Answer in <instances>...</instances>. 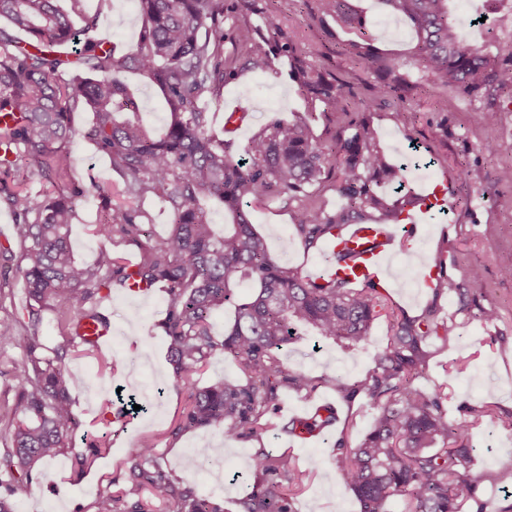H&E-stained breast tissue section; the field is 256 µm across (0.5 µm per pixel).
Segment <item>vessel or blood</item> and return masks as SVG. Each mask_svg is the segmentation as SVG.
<instances>
[{
    "label": "vessel or blood",
    "mask_w": 512,
    "mask_h": 512,
    "mask_svg": "<svg viewBox=\"0 0 512 512\" xmlns=\"http://www.w3.org/2000/svg\"><path fill=\"white\" fill-rule=\"evenodd\" d=\"M449 208L447 190L433 183L419 188L417 199L407 207L399 226L388 224H354L324 243L327 255L348 253L346 262H324L314 267L311 277L322 283L334 278L348 279L352 285L369 284L384 287L389 257L396 250L413 243L419 225L430 223L437 214Z\"/></svg>",
    "instance_id": "vessel-or-blood-1"
}]
</instances>
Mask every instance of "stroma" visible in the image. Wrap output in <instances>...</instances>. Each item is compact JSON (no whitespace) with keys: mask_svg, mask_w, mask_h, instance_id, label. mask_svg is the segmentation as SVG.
Listing matches in <instances>:
<instances>
[{"mask_svg":"<svg viewBox=\"0 0 512 512\" xmlns=\"http://www.w3.org/2000/svg\"><path fill=\"white\" fill-rule=\"evenodd\" d=\"M460 14L459 33L466 44L486 47L492 65H501L512 55V5L507 0H469ZM381 54L399 58L403 71L420 87L406 100H375L371 97L374 76L361 63L343 52L348 36L335 19L321 15L317 0H255L252 8H238L224 21V60L238 66L243 54L233 31L244 26H261L265 9L277 14L281 29L311 66L330 72L344 87L346 113L336 112L321 100L303 96L292 76L288 56L275 52L266 72L240 73L227 81L220 95H205L202 103L214 116L216 130L231 141L235 154H242L269 117L284 120L308 119L318 140L330 141L349 119H360L376 132L391 163L408 164L407 180L414 185L449 181V215L437 216L422 230L421 254L427 261L446 258L448 276L459 281L470 268H479L487 284L480 304L495 308L496 321L480 320L477 312L464 313L456 297L419 290L410 274L416 263L409 254L396 256L400 285L388 292L389 303L408 316L419 318L429 308H438L439 321H454L446 338L428 346L429 367L417 384L425 391L445 387L446 408L452 419L460 418L462 403L497 407L494 420L473 424L469 430L478 459L473 468L476 500L466 501L464 512H500L505 507L498 484L500 470L512 463V278L501 267L512 261V104L493 91L464 96L450 87H437L423 80L412 59L416 36L400 17L387 12L381 0H354ZM88 13L98 15L97 36L111 39L128 49L135 46L143 25L136 0H85ZM485 16L475 25L476 16ZM124 81L135 104L138 118L155 135H162L167 109L156 85L135 72ZM236 104L246 111L241 129L224 124V108ZM495 107L499 120L488 127L479 120V109ZM72 180L85 184L95 175L103 185H118L119 178L108 160L95 154L90 144L76 140ZM297 199L281 196L251 204L255 229L268 246L272 259L283 267L307 269L319 262L316 252L305 251L295 237L292 224ZM100 218L95 192H87L79 204V217L70 228L75 259L94 264L102 246L92 233ZM27 288L15 262L0 258V320L16 321L21 334L37 333L46 355L62 353L64 368L81 378L73 391L74 411L79 422L73 432L72 448L50 461L46 476L31 493L17 503V512H95L98 490L121 488L127 482V467L142 441L155 445L164 464L185 485L220 505L224 512H241L240 499L251 490L258 474L253 460L258 452L285 454L306 478L292 503L293 512H360L356 498L345 490L332 462L337 441L356 446L369 430L376 414L365 395L343 400L329 384L340 375L350 381L363 378L374 365V356L385 344V319L373 324L366 344L344 349L330 342L302 337L281 353L286 369L306 371L319 384L310 394L282 392L280 410L269 413V426L260 434L225 442L221 431L180 429V411L186 391L172 377L168 343L160 327L169 297L155 289L145 300L129 298L123 289L112 288L101 303L109 318L112 339L100 350L84 352L69 345L58 328L55 315L44 310L38 324L28 318ZM466 372L453 376L456 366ZM132 389L147 412L115 419L118 388ZM331 403L339 413L334 430L314 446L293 444L284 427L289 419L307 408ZM104 449L91 467L77 470L75 459L93 442ZM202 448H220L229 479H215L199 457Z\"/></svg>","mask_w":512,"mask_h":512,"instance_id":"1","label":"stroma"}]
</instances>
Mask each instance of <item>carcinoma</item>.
Wrapping results in <instances>:
<instances>
[{
    "label": "carcinoma",
    "instance_id": "1",
    "mask_svg": "<svg viewBox=\"0 0 512 512\" xmlns=\"http://www.w3.org/2000/svg\"><path fill=\"white\" fill-rule=\"evenodd\" d=\"M405 16L418 34L417 65L434 85L471 95L483 86L512 100V60L489 65L481 48L463 43L452 0H381ZM144 26L137 45L126 51L108 48L89 36L98 17L83 9V0H0V113L14 114L0 124V204L15 217L20 246L17 262L29 296L34 322L44 304L59 301L56 321L71 341L91 343L79 334L85 319L106 325L100 313L101 292L125 288L133 280L162 288L169 305L162 330L176 382L190 389L181 429H220L226 440L248 438L266 428L262 418L279 405L280 391L310 392L314 378L303 370L283 368L279 353L301 336H318L342 347L368 341L373 321L385 309L375 288H353L344 279L312 284L298 269H284L270 257L264 240L244 209L247 199L287 194L301 203L294 231L304 249L347 224H395L412 203L403 169L387 163L373 131L360 120L348 123V134L331 144L317 140L305 120L271 119L236 157L232 143L212 128L208 110L199 106L207 93L218 94L235 69L224 64V13L235 5L224 0H137ZM318 10L336 17L349 31L366 36L362 17L351 0H318ZM82 22L74 27L73 18ZM25 33L21 38L11 32ZM235 41L245 48L241 67L264 72L273 59L265 43L247 27ZM298 71L301 91L344 113L342 83L313 72L298 50L285 42ZM350 53L378 74L375 99L385 100L409 86L396 58L382 57L367 42L350 44ZM138 72L163 93L167 129L148 133L139 122L124 119L123 75ZM92 113L91 125L78 131L71 114ZM82 138L107 157L122 179L125 202L92 184L101 210L95 235L104 243H122L140 252L135 270L126 259L104 248L93 266L74 260L69 226L85 189L71 180L69 144ZM33 166L43 189L21 185L18 168ZM336 171V190L343 205L334 214L316 207L311 187ZM383 180L404 190L395 201L379 195L373 183ZM164 202L170 231L154 239L144 230L147 216L140 204ZM224 209L229 223L218 234L207 218V205ZM249 279L253 292L234 295L230 284ZM451 292L459 310L477 305L486 294L480 269L459 282L443 280L437 292ZM230 303L237 317L222 336L212 332L215 309ZM437 310L421 318L392 315L390 336L377 353L374 367L352 384L332 378L336 392L350 400L362 393L377 407L370 431L355 447L336 443V470L356 497L360 512H390L397 496L407 512H463L475 485L470 478L474 449L466 431L470 419L490 415L492 405H468L467 418H448L447 393H429L415 381L428 367L427 342L439 337ZM25 359L18 370L19 388L13 418L0 423L10 473L0 512H16L15 503L32 483L45 476V465L71 445L77 426L71 392L79 380L46 356L38 336L22 337ZM220 351L238 364L246 384L219 377L203 388L192 375L206 355ZM262 473L243 501L244 512H292V496L301 491L302 472L286 457L262 453L254 458ZM171 505V512H221L208 498L177 482L164 467L154 445L143 443L129 466L128 484L99 492L96 512H150L143 494Z\"/></svg>",
    "mask_w": 512,
    "mask_h": 512
}]
</instances>
